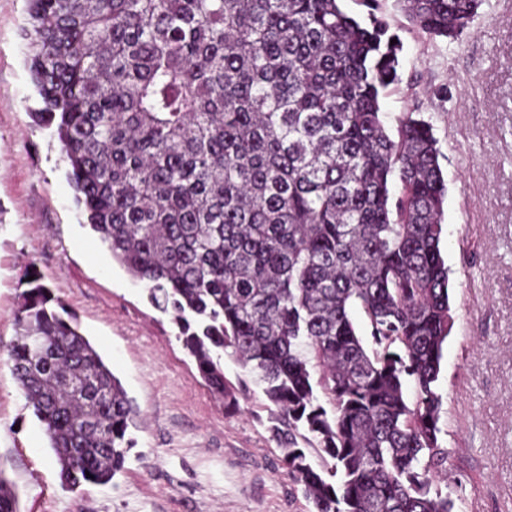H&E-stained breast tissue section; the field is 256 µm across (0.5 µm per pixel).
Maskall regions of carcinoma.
<instances>
[{"instance_id": "cac0c4a2", "label": "carcinoma", "mask_w": 512, "mask_h": 512, "mask_svg": "<svg viewBox=\"0 0 512 512\" xmlns=\"http://www.w3.org/2000/svg\"><path fill=\"white\" fill-rule=\"evenodd\" d=\"M27 2L38 117L55 124L76 202L173 313L211 392L236 407L226 351L257 376L312 512H453L437 485L447 186L430 123L404 112L392 134L381 119L399 81L387 24L341 0ZM406 2L426 34L454 40L481 0ZM28 284L11 370L62 486L105 485L137 408L76 316ZM0 512H20L1 471Z\"/></svg>"}]
</instances>
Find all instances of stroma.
Wrapping results in <instances>:
<instances>
[{
    "label": "stroma",
    "mask_w": 512,
    "mask_h": 512,
    "mask_svg": "<svg viewBox=\"0 0 512 512\" xmlns=\"http://www.w3.org/2000/svg\"><path fill=\"white\" fill-rule=\"evenodd\" d=\"M25 0H0V472L21 512H311L269 430V403L232 358L225 410L168 315L84 224L27 64ZM398 36L400 80L381 101L430 122L447 184L440 248L453 327L438 435L455 512H512V0H483L458 39L432 38L401 0L376 11ZM36 269L77 314L139 411L112 481L62 488L43 429L7 363L24 274Z\"/></svg>",
    "instance_id": "35a3bbf8"
}]
</instances>
